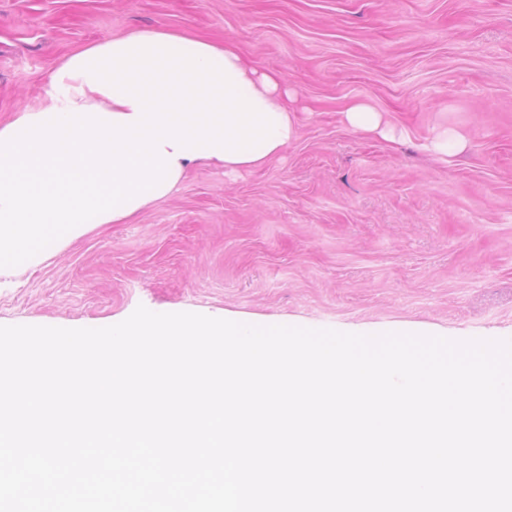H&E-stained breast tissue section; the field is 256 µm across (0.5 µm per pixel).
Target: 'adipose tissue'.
<instances>
[{
    "mask_svg": "<svg viewBox=\"0 0 512 512\" xmlns=\"http://www.w3.org/2000/svg\"><path fill=\"white\" fill-rule=\"evenodd\" d=\"M297 95L231 44L139 29L64 58L44 101L0 125V278L169 196L188 166L263 167Z\"/></svg>",
    "mask_w": 512,
    "mask_h": 512,
    "instance_id": "ef3b65f1",
    "label": "adipose tissue"
}]
</instances>
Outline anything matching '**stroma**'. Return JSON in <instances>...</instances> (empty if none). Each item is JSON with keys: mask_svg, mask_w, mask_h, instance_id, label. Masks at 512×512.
<instances>
[{"mask_svg": "<svg viewBox=\"0 0 512 512\" xmlns=\"http://www.w3.org/2000/svg\"><path fill=\"white\" fill-rule=\"evenodd\" d=\"M138 28L233 45L296 90L262 168L197 163L169 197L0 288V325L137 306L256 324L512 340V0H0V125L51 71ZM371 102L392 140L350 129ZM467 146L437 160L441 129Z\"/></svg>", "mask_w": 512, "mask_h": 512, "instance_id": "1", "label": "stroma"}]
</instances>
